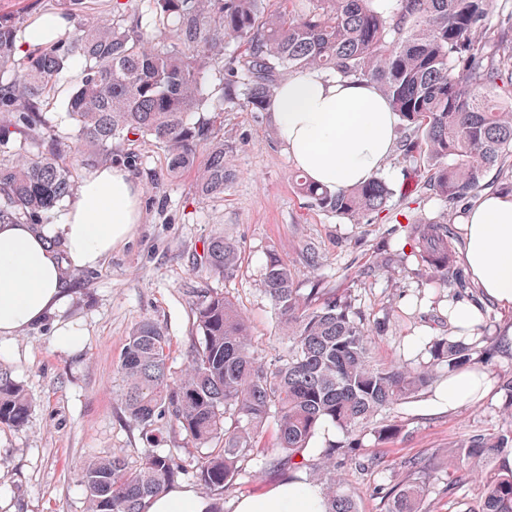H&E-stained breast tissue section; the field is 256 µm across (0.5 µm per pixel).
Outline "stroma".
Returning <instances> with one entry per match:
<instances>
[{
  "label": "stroma",
  "instance_id": "1",
  "mask_svg": "<svg viewBox=\"0 0 512 512\" xmlns=\"http://www.w3.org/2000/svg\"><path fill=\"white\" fill-rule=\"evenodd\" d=\"M224 142L233 149L237 176L219 198L195 195L191 176L166 179L163 153L152 142L132 145L137 160L128 170L143 189L142 222L104 265L74 274L72 298L59 314L81 331V346H56L50 320L0 344V367L33 401L24 428L0 425V512H86L83 467L115 452L132 465L151 449L172 454L182 466L176 485L198 489L195 464L203 449L167 421L157 422L150 438L129 421L117 367L131 330L151 319L171 337L170 363L181 371L201 340L195 303L210 292L238 303L259 357L273 362L285 339L273 306L258 288L270 250L290 265L301 291L318 280L364 306L380 326L379 360L415 367L427 361L435 339L452 336L444 307L448 289L430 284L413 260L377 266L388 245L399 242L395 225L442 217L451 222L458 215L426 186L400 194L403 164L390 159L381 173L396 190L386 211L354 222L298 195L291 180L294 165L266 113L225 112ZM218 232L236 240L241 250L238 268L226 277L206 270L207 244ZM308 248L320 256L319 268L306 264ZM433 397L428 390L381 412L379 421L397 425V434L382 445L365 435L355 462L341 467L359 512H384L377 486L407 479V462L415 457L431 458L435 467L423 512H473L480 480L470 478L455 495H447L448 451L474 434L512 430V411L506 408L512 399L497 387L481 403L450 411L432 407ZM374 455L380 456V467L364 468ZM283 479L282 472L244 465L224 494V512H234L240 498Z\"/></svg>",
  "mask_w": 512,
  "mask_h": 512
}]
</instances>
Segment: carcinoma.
<instances>
[{
	"instance_id": "carcinoma-1",
	"label": "carcinoma",
	"mask_w": 512,
	"mask_h": 512,
	"mask_svg": "<svg viewBox=\"0 0 512 512\" xmlns=\"http://www.w3.org/2000/svg\"><path fill=\"white\" fill-rule=\"evenodd\" d=\"M498 14L502 40L486 37L494 0H112V15H94L91 0H64L72 29L57 40L19 53L22 27L0 15V146L19 137L41 150L0 162V224H50L74 188L77 164L114 161L125 147L148 140L163 151L166 175L192 171L195 194L222 197L236 177L221 134L226 109L264 112L285 77L318 71L343 80L379 84L399 118V157L408 175L424 179L453 207L477 197L488 171L512 168V6ZM238 43L243 50L227 52ZM82 62L64 108L74 127L64 143L42 120L44 103ZM312 205L352 221L386 209L394 189L381 177L333 191L292 174ZM410 255L439 288H469L441 220L403 226ZM236 241L217 233L207 269L234 273ZM288 344L274 363L252 347L248 318L224 293L196 304L202 341L180 374L171 370L170 337L156 322H140L126 339L117 368L127 418L144 429L169 421L196 446L208 449L196 479L221 496L253 459L269 417H277L262 467L307 468L324 491L326 512H358L336 467L360 436L392 435L374 425L383 409L435 383L434 367L462 369L486 362L495 346L465 338L436 339L417 368L372 360L369 315L349 295L314 284L296 288L288 263L268 254L260 281ZM31 401L0 369V425L22 428ZM232 421L226 425V421ZM333 425L341 441L312 446ZM512 431L475 434L448 451L451 462L483 477L478 512H512ZM411 478L383 486L386 512H421L433 471L428 460L408 461ZM179 465L149 450L131 467L119 454L82 471L88 512H146V501L171 487Z\"/></svg>"
}]
</instances>
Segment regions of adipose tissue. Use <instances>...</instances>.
I'll list each match as a JSON object with an SVG mask.
<instances>
[{
  "instance_id": "adipose-tissue-1",
  "label": "adipose tissue",
  "mask_w": 512,
  "mask_h": 512,
  "mask_svg": "<svg viewBox=\"0 0 512 512\" xmlns=\"http://www.w3.org/2000/svg\"><path fill=\"white\" fill-rule=\"evenodd\" d=\"M269 119L279 143L308 179L333 190L381 173L393 153L398 118L379 85L288 76L276 89ZM142 188L130 172L94 169L60 224H0V340L43 323L69 302L75 271L100 266L141 222ZM464 269L484 300L512 314V192L485 194L461 215ZM495 380L483 371H452L441 398L454 411L481 402ZM211 500L171 487L147 512H210ZM235 512H325L321 490L288 480L240 500Z\"/></svg>"
}]
</instances>
